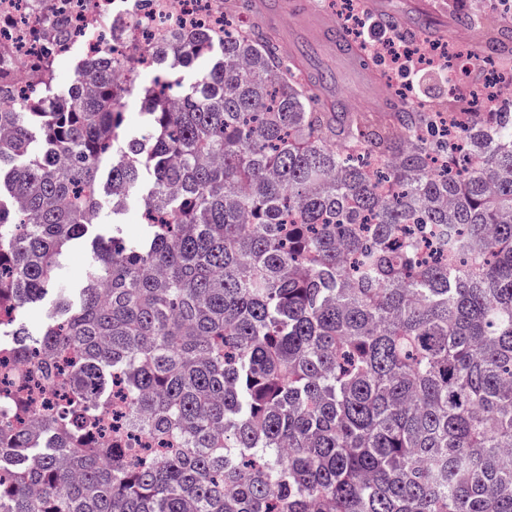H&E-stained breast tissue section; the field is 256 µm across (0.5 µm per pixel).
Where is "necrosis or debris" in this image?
I'll use <instances>...</instances> for the list:
<instances>
[{"instance_id":"1","label":"necrosis or debris","mask_w":512,"mask_h":512,"mask_svg":"<svg viewBox=\"0 0 512 512\" xmlns=\"http://www.w3.org/2000/svg\"><path fill=\"white\" fill-rule=\"evenodd\" d=\"M66 20L72 43L82 45L86 57L102 50L126 58L127 72L150 66L152 47L169 42L173 33L194 29H224V0H0V68L22 75L42 54H60V46L46 19ZM456 115L473 111L481 100L512 102V76L489 69L483 90L456 81Z\"/></svg>"}]
</instances>
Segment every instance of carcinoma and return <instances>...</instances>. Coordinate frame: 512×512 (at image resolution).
<instances>
[{"label": "carcinoma", "mask_w": 512, "mask_h": 512, "mask_svg": "<svg viewBox=\"0 0 512 512\" xmlns=\"http://www.w3.org/2000/svg\"><path fill=\"white\" fill-rule=\"evenodd\" d=\"M477 49L512 74V11ZM156 53L137 88L111 53L62 96L58 55L30 96L0 74V334L19 360L80 352L38 367V434L28 391L0 415V512H512V112L442 130L446 64L374 119L252 29ZM105 157L112 213L139 191L147 224H112L75 299L60 257ZM118 389L149 442L184 447L101 436ZM141 111V102L137 93L134 92L127 96L123 108L124 121L122 125L125 134L137 135L139 133ZM53 306V295L48 293L42 300L29 307L24 317V324L30 333L37 334L41 331L53 311Z\"/></svg>", "instance_id": "obj_1"}]
</instances>
